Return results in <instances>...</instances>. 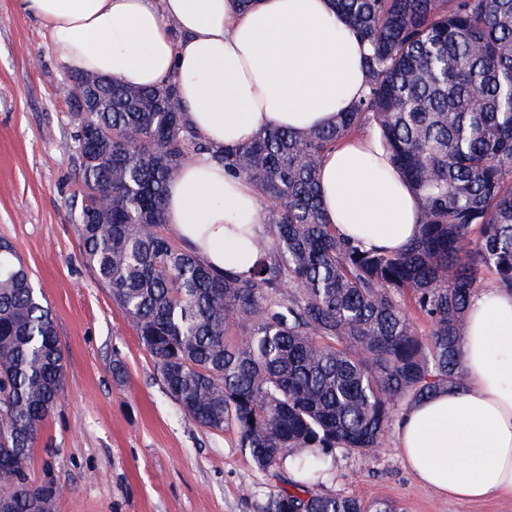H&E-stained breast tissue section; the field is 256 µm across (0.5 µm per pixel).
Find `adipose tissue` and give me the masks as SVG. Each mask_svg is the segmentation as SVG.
I'll use <instances>...</instances> for the list:
<instances>
[{
    "mask_svg": "<svg viewBox=\"0 0 512 512\" xmlns=\"http://www.w3.org/2000/svg\"><path fill=\"white\" fill-rule=\"evenodd\" d=\"M68 69L136 86L178 76L193 129L212 147L249 143L263 125L304 135L335 123L366 90V45L331 0H22ZM180 38H173L172 30ZM322 208L367 251H400L420 207L379 133L341 142L319 167ZM167 221L211 267L248 273L266 228L245 179L191 156L165 198ZM465 385L400 413L405 467L455 500L512 497V292L488 287L469 304L461 341Z\"/></svg>",
    "mask_w": 512,
    "mask_h": 512,
    "instance_id": "1",
    "label": "adipose tissue"
}]
</instances>
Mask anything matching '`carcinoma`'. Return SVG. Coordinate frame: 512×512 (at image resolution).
Segmentation results:
<instances>
[{"instance_id": "1", "label": "carcinoma", "mask_w": 512, "mask_h": 512, "mask_svg": "<svg viewBox=\"0 0 512 512\" xmlns=\"http://www.w3.org/2000/svg\"><path fill=\"white\" fill-rule=\"evenodd\" d=\"M371 47L367 91L305 137L265 128L214 149L185 117L176 77L103 83L99 111L62 143L81 182L86 263L197 426L231 432L283 486L262 512H392L315 488L336 450L370 456L403 403L461 387L460 344L488 274L512 291V0H333ZM378 127L421 205L400 252L364 251L326 222L325 151ZM207 154L267 203L247 275L216 272L161 233L164 198L188 157ZM430 322L418 332L402 300ZM66 357L41 292L0 242V495L40 512L49 484L25 468L59 403ZM289 463L295 475H282Z\"/></svg>"}]
</instances>
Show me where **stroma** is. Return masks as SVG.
I'll use <instances>...</instances> for the list:
<instances>
[{"label":"stroma","instance_id":"stroma-1","mask_svg":"<svg viewBox=\"0 0 512 512\" xmlns=\"http://www.w3.org/2000/svg\"><path fill=\"white\" fill-rule=\"evenodd\" d=\"M69 75L21 0H0V240L30 268L67 358L63 398L40 428L27 479L58 488L55 512H260L276 479L255 471L232 433L182 415L83 258L71 209L81 187L60 149L72 132L60 93ZM325 487L399 512H512V497H439L389 438L368 459L337 451Z\"/></svg>","mask_w":512,"mask_h":512}]
</instances>
